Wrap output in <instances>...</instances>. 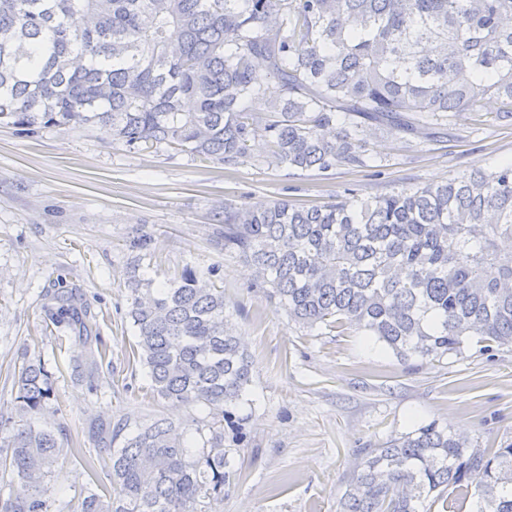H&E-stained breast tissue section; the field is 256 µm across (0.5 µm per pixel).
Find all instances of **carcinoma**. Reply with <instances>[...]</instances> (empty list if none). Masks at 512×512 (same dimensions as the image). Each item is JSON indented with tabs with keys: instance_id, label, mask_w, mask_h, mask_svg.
Returning <instances> with one entry per match:
<instances>
[{
	"instance_id": "carcinoma-1",
	"label": "carcinoma",
	"mask_w": 512,
	"mask_h": 512,
	"mask_svg": "<svg viewBox=\"0 0 512 512\" xmlns=\"http://www.w3.org/2000/svg\"><path fill=\"white\" fill-rule=\"evenodd\" d=\"M273 78L270 97L261 74ZM488 96L500 106L479 113ZM512 122V0H0V124L98 127L130 150L172 149L236 166L262 162L326 178L375 163L371 125L413 154L435 128ZM224 251L301 328L354 327L400 361L460 355L477 336L512 345V164L441 183L321 205L224 203ZM136 348L160 397L212 419L192 451L172 423L93 421L88 438L121 441L83 459L79 512H212L235 479L224 428L252 383L225 314L224 290L186 268L163 288L129 279ZM48 321L82 343L78 375L97 389L107 349L77 292ZM45 363L18 370V418L1 417L0 512H50L44 486L62 445L41 413ZM475 489V512H512V442L481 449L435 422L371 448L339 512H432Z\"/></svg>"
}]
</instances>
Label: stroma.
Masks as SVG:
<instances>
[{
    "label": "stroma",
    "mask_w": 512,
    "mask_h": 512,
    "mask_svg": "<svg viewBox=\"0 0 512 512\" xmlns=\"http://www.w3.org/2000/svg\"><path fill=\"white\" fill-rule=\"evenodd\" d=\"M368 151L381 174L340 170L324 179L262 164L260 141L252 161L226 167L171 149L134 151L96 128L52 125L29 137L0 125V415L15 412L22 362L40 359L56 398L34 425L81 441L95 419H164L201 447L207 409L151 395L128 316L132 274L158 287L190 267L223 289L252 361L250 403L240 411L247 438L224 434L241 478L214 512H336L365 449L433 421L482 447L511 439V346L473 343L461 356L409 365L352 328L304 331L269 305L252 270L214 234L212 215L227 201L319 204L349 189L375 196L510 162L512 126L460 121L411 155L378 130ZM143 235L147 256L131 246ZM65 287L78 290L107 343L94 392L72 371L78 345L56 347L44 322L43 305ZM87 481L61 453L52 512H77Z\"/></svg>",
    "instance_id": "35a3bbf8"
}]
</instances>
